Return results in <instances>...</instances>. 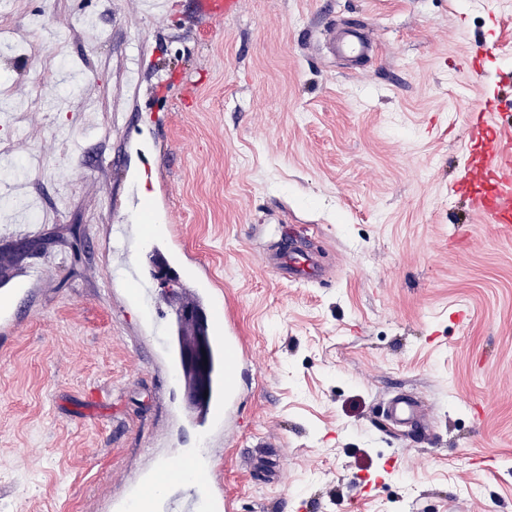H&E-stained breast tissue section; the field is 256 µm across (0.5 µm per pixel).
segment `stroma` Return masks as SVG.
Wrapping results in <instances>:
<instances>
[{
    "instance_id": "obj_1",
    "label": "stroma",
    "mask_w": 512,
    "mask_h": 512,
    "mask_svg": "<svg viewBox=\"0 0 512 512\" xmlns=\"http://www.w3.org/2000/svg\"><path fill=\"white\" fill-rule=\"evenodd\" d=\"M165 2L0 10L58 55L0 50V243L55 240L0 342V512H107L153 453L201 445L112 260L154 186L179 277L209 268L248 349L218 462L236 512H512V230L451 190L483 96L512 121V0ZM342 26L375 55H335ZM285 240L319 275L265 266Z\"/></svg>"
}]
</instances>
